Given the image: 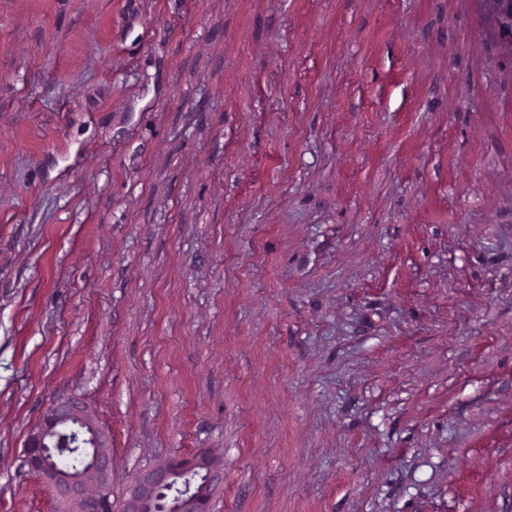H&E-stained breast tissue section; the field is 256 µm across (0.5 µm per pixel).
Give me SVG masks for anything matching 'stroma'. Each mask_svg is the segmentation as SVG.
<instances>
[{
  "label": "stroma",
  "instance_id": "1",
  "mask_svg": "<svg viewBox=\"0 0 512 512\" xmlns=\"http://www.w3.org/2000/svg\"><path fill=\"white\" fill-rule=\"evenodd\" d=\"M112 512H512V45L486 0H0V512L50 403ZM206 474L205 485L201 487L205 479L200 471ZM193 471V472H192ZM181 476L166 486L171 479L179 474ZM218 473V466L215 461L205 452H201L192 458H183L174 456L164 463L140 473L132 483L128 491V497L124 503V512H147L150 500L151 512H166L170 505L177 501L190 499L180 502L175 507V512H208L209 502L212 492V485Z\"/></svg>",
  "mask_w": 512,
  "mask_h": 512
}]
</instances>
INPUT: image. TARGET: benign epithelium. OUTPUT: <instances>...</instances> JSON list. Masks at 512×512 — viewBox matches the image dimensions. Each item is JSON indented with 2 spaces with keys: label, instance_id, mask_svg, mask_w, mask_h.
I'll return each instance as SVG.
<instances>
[{
  "label": "benign epithelium",
  "instance_id": "7a95c632",
  "mask_svg": "<svg viewBox=\"0 0 512 512\" xmlns=\"http://www.w3.org/2000/svg\"><path fill=\"white\" fill-rule=\"evenodd\" d=\"M493 10L498 29L512 39V0H486ZM77 424L89 436L96 448L90 472L99 479V489L89 494L85 490L83 476L68 475L47 464L46 448L49 443L66 444L62 427ZM26 463L29 469L41 475L56 498L72 503L76 512H112L109 475L112 471V451L108 437L100 428L95 414L76 398L53 401L44 412L38 425L29 433L25 445ZM203 470L205 485L190 499L179 503L175 512H209L212 485L218 473L215 461L201 452L191 458L174 456L164 463L140 473L128 491L124 512H148V505L157 490L166 486L179 474Z\"/></svg>",
  "mask_w": 512,
  "mask_h": 512
}]
</instances>
